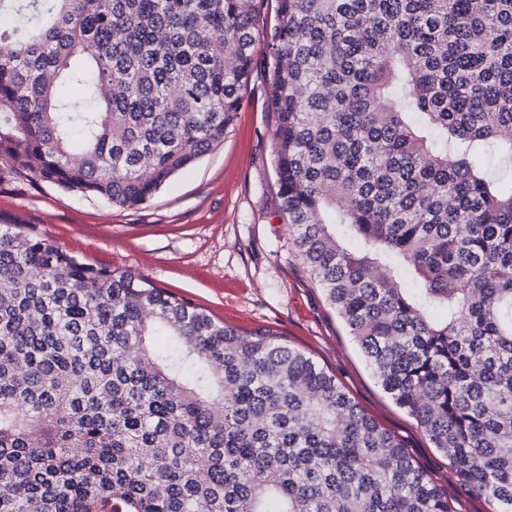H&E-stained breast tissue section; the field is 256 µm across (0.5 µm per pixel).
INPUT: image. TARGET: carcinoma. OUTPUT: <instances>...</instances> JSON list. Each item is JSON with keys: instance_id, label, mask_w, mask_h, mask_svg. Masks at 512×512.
I'll use <instances>...</instances> for the list:
<instances>
[{"instance_id": "cac0c4a2", "label": "carcinoma", "mask_w": 512, "mask_h": 512, "mask_svg": "<svg viewBox=\"0 0 512 512\" xmlns=\"http://www.w3.org/2000/svg\"><path fill=\"white\" fill-rule=\"evenodd\" d=\"M1 19L0 163L128 208L224 140L260 26L253 0H0ZM279 19L303 263L382 389L512 512V0H279ZM0 512L451 510L307 352L5 224Z\"/></svg>"}]
</instances>
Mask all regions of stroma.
Wrapping results in <instances>:
<instances>
[{"label": "stroma", "instance_id": "obj_1", "mask_svg": "<svg viewBox=\"0 0 512 512\" xmlns=\"http://www.w3.org/2000/svg\"><path fill=\"white\" fill-rule=\"evenodd\" d=\"M254 5L261 24L252 72L223 142L131 209L2 172L0 225H26L82 261L139 274L216 321L277 331L402 440L426 475L447 488L455 512H492L384 392L297 253L273 166L267 43L279 24L278 0Z\"/></svg>", "mask_w": 512, "mask_h": 512}]
</instances>
